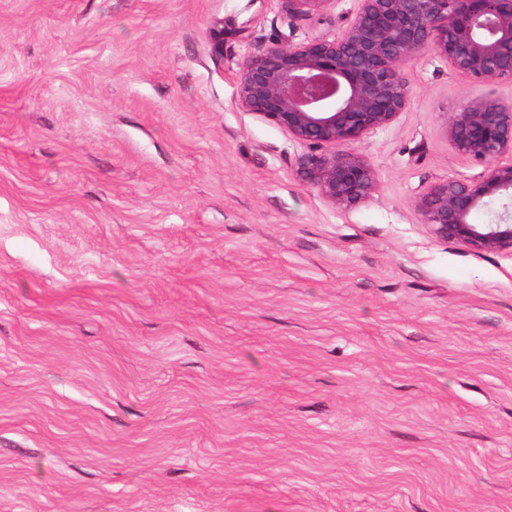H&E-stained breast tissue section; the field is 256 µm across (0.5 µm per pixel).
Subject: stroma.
I'll return each instance as SVG.
<instances>
[{
    "label": "stroma",
    "mask_w": 512,
    "mask_h": 512,
    "mask_svg": "<svg viewBox=\"0 0 512 512\" xmlns=\"http://www.w3.org/2000/svg\"><path fill=\"white\" fill-rule=\"evenodd\" d=\"M357 6L0 0V512H512V255L417 210L484 87L409 63L351 209L238 104Z\"/></svg>",
    "instance_id": "35a3bbf8"
}]
</instances>
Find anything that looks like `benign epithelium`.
<instances>
[{"mask_svg":"<svg viewBox=\"0 0 512 512\" xmlns=\"http://www.w3.org/2000/svg\"><path fill=\"white\" fill-rule=\"evenodd\" d=\"M290 17L330 0H284ZM433 51L476 85L512 84V0H359L341 35L274 43L240 66L238 104L286 129L308 151L304 179L328 203L352 208L376 191L375 173L352 148L395 121L409 99L404 68ZM452 147L477 163L512 153V101L469 99L447 117ZM430 232L475 252L512 254V164L476 182L448 179L417 203ZM476 210L489 213L472 224Z\"/></svg>","mask_w":512,"mask_h":512,"instance_id":"obj_1","label":"benign epithelium"}]
</instances>
